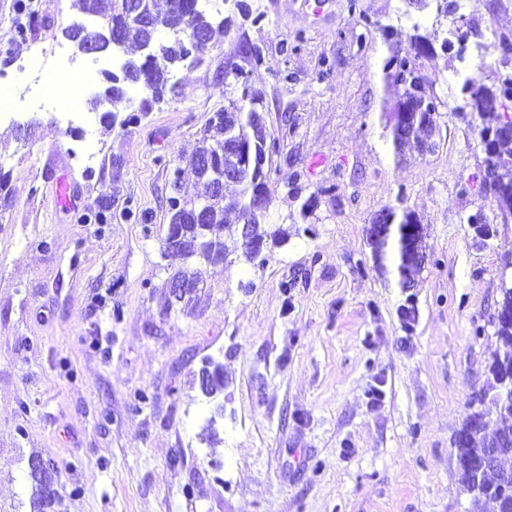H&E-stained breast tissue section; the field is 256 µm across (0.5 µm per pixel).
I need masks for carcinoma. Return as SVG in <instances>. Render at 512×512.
<instances>
[{
    "instance_id": "1",
    "label": "carcinoma",
    "mask_w": 512,
    "mask_h": 512,
    "mask_svg": "<svg viewBox=\"0 0 512 512\" xmlns=\"http://www.w3.org/2000/svg\"><path fill=\"white\" fill-rule=\"evenodd\" d=\"M18 12L25 15L26 22L16 25L17 35L25 40L28 34L34 32L43 24L42 18L27 10L23 0H17ZM106 23L112 26V31L117 33L123 44V50L131 47L140 48L149 42L156 28L169 27L175 30L185 23H190L196 30L203 33L207 40H212L214 26L209 16L196 6V0H131L129 8L124 10L119 2H114L112 13L105 16ZM432 53V46L426 37L416 35L410 40L408 50L402 52L398 48L391 50L384 66L383 73L387 89L394 96V104L389 112L385 113L386 125L389 130L394 149L402 151L405 145L419 140L400 139L395 132V117L403 111L406 100L412 97L409 85L405 84L402 72L395 66L414 55V59L426 57ZM205 54L188 56L183 39L175 36L165 45L163 59L143 57L137 62L136 67L125 76V81L132 85H140L147 92L148 97L141 100L137 112L126 116L122 124L128 125L137 122L140 115L149 111L152 102L161 100L169 84L171 68L183 61H189L193 65L201 64ZM112 105L126 104V108H133L132 97L128 96L125 86L110 84L105 87ZM461 94L465 98L466 105H480L482 110L473 111L471 115L477 121L476 132L497 127L501 131L498 141V155L500 163L512 168V127L503 126V112L490 106L497 95V83L489 85L467 76L461 85ZM257 94L249 88H242L240 97L229 100L227 109L234 110L237 118L234 124L224 123V112L220 111L211 118L201 133L199 146L196 150L195 172L203 192L200 197L208 199L203 218L194 223L185 220L179 224V234L176 243L164 242L165 250L187 259L193 255L206 252L215 240H224L226 243H235L237 228L240 224L250 227L252 239L262 245L277 243L285 235V230L280 227H271L265 223L266 215L255 213L251 205L250 184L236 182V192L227 196L222 192L213 190L208 178L201 173L200 160L206 156L213 158L217 169H237L246 162L244 148L253 151L276 148V142L268 141V132L263 114L256 108ZM417 228L416 234L410 237L416 249L423 248V232L419 219L412 212L403 213L399 221L393 223L399 248H404V236L402 230L408 226ZM496 336L499 346L492 354L488 366V375L493 378H501L504 374L512 376V367L504 371L502 358L512 353V317H502L496 321ZM489 403L487 392L482 390L475 393L469 400L473 412L458 430L460 439L454 442L456 448V463L464 470L467 477L473 476L472 463L492 448L495 441L503 437L512 438V423L509 418L501 415L494 416L491 409L486 408ZM495 418L499 428L493 432L487 431L484 420ZM512 460V454L506 453L499 459L498 467L481 473L479 482L481 494L473 497L483 512H512V498L504 497L498 489V473L512 467L507 463ZM30 476L36 482L38 499L45 503L55 496L46 479V472L41 464L33 459L30 463Z\"/></svg>"
}]
</instances>
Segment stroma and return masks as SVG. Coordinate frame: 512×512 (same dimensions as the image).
<instances>
[{
  "mask_svg": "<svg viewBox=\"0 0 512 512\" xmlns=\"http://www.w3.org/2000/svg\"><path fill=\"white\" fill-rule=\"evenodd\" d=\"M204 62L175 67V89L138 123L89 131L49 107L20 140L0 122V512H37L31 458L48 467L46 512H477L456 476L454 435L488 379L494 315L512 278V223L480 188L484 155L460 96L463 73L512 74V0H448L447 18L409 0H241ZM32 40L67 43L73 0H28ZM0 0V57L32 40ZM372 28H365L364 18ZM468 35L470 68L439 52ZM437 50L417 67L439 102L437 148L394 153L381 118L383 63L414 35ZM262 51L254 63L250 47ZM493 69H485L484 61ZM243 72L247 83L224 79ZM278 141L268 221L286 229L257 267L200 265L186 304L166 282L174 170L200 190V133L242 88ZM92 143L93 161L74 149ZM74 199L57 205L51 175ZM105 224L81 223L98 202ZM386 207L410 210L427 258L402 287L396 242L376 250ZM496 228L477 237L467 218ZM224 367L219 447L200 433L213 409L203 361ZM146 402H137L138 393Z\"/></svg>",
  "mask_w": 512,
  "mask_h": 512,
  "instance_id": "1",
  "label": "stroma"
}]
</instances>
